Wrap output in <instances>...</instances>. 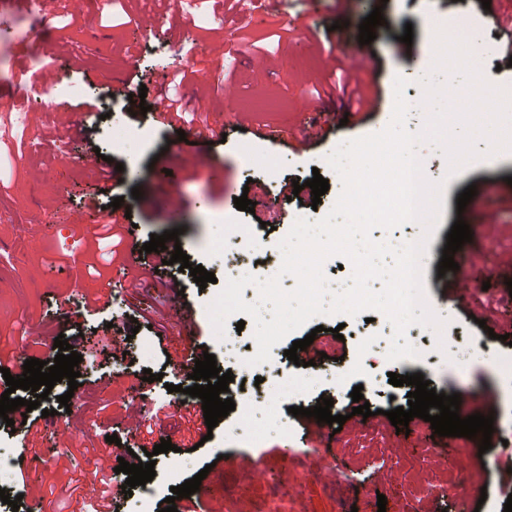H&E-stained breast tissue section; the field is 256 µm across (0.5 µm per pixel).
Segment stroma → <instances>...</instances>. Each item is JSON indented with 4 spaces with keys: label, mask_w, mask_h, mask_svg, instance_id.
<instances>
[{
    "label": "stroma",
    "mask_w": 512,
    "mask_h": 512,
    "mask_svg": "<svg viewBox=\"0 0 512 512\" xmlns=\"http://www.w3.org/2000/svg\"><path fill=\"white\" fill-rule=\"evenodd\" d=\"M378 5L385 22L377 26L371 44L360 45L359 25ZM310 9L315 22L309 26L279 15L265 0L246 15L236 0H202L184 12L170 0H121L113 10L91 0L84 8L62 5L48 20L44 76L53 89L52 100L28 107L35 117L32 141L0 140V247L16 255L15 261L0 265V358L25 352L53 361L56 337L76 332L110 339L126 335L131 352H98L87 382L74 391V408L59 406L57 398L65 389L61 382L41 401V408L81 418L80 437L63 444L49 436L37 448L23 430L0 422V489L22 496L19 510L0 503V512H88L89 502L80 492L69 491L68 485L92 475L91 459L96 455L104 472L114 474L115 485L124 484L125 474L115 471L116 455L106 449V438L113 434L122 447L134 450L153 448L165 438L175 446L155 457L152 494L134 488L132 497L117 499V512H163L172 487L197 474L203 480L194 497L204 512H254L261 500L272 512H435L438 501L455 496L448 482L452 470L468 479L463 501L467 512H503L512 495V386L500 382L498 367L512 364V345L502 339L503 334H512V311L500 309L512 299L507 287L512 279V150L476 162L451 178L445 156L434 145L422 142L416 147L426 177L447 183L442 220L424 259L428 302L447 322L440 338L446 353L433 354L439 338L428 330L410 338L421 359L391 361L388 343L369 339L371 333L390 328L384 314L375 313L370 323L361 314L321 316L288 334L272 348L270 361L253 367L237 395L238 409L220 419L211 439H203L192 419L202 409L201 400L189 401L187 415L177 411L180 390L192 381L186 369L168 361L169 353L201 346L227 371L231 365L224 356L225 341L255 343L250 319L242 325L229 319L224 337L214 332L208 306L232 276L231 270L221 268L215 246L240 234L252 251L248 274L262 280L273 277L265 256L279 253V243L292 227L291 216L318 220L340 193L341 181L328 157L340 145L389 125L396 77L408 82L406 101L422 95L415 73L435 47L437 21L467 20L480 27L478 68L491 76L493 85L512 90V66L503 64L501 30L484 23L490 15L512 16V0H491L487 7L481 0H352L346 9L336 0H312ZM7 16L8 25L0 26V46L6 48L8 76L14 79L27 71L32 48L19 35L17 0H10ZM408 27L413 30L409 45L399 40ZM358 45L374 56L372 67L358 76L362 91L378 87L386 99L383 110L366 118L346 115L337 77L323 61L324 49H334L340 56ZM252 56L264 59V72L252 71ZM178 71L187 74L178 94L191 100L207 122L224 124L225 142L194 144L158 124L153 113L123 111L116 82L128 83L142 75L152 99ZM313 119L323 125L325 139L301 154L255 134L257 128L270 126L290 138ZM116 122L143 143L137 169L126 168V153L113 149L106 136ZM76 123L90 128L105 156L125 166L113 194L130 209L131 218L112 227L121 242L102 280L85 268L98 237L82 208L84 194L100 187L101 180L98 169L78 160V148L68 143V131ZM194 149L210 155L223 171L222 180L184 163L185 154ZM316 171L329 183L321 203H313L306 192L292 200L281 194L285 183L310 179ZM471 185L475 196L465 209H458L457 197ZM491 186L499 199L494 220L476 223L477 211L489 202L486 190ZM135 187L140 188L141 199H133ZM171 190L183 196L180 210H168L164 204ZM241 195L254 202V212L235 208L234 199ZM272 204L287 216L274 229L260 224ZM35 209L48 216L32 230L39 244L33 250L18 249L17 239ZM459 218L470 224L472 234L462 250L477 257L467 270L475 286L468 300L475 311L471 318L444 295L446 279L438 274L446 237ZM174 228L181 231V248L192 265L213 272L214 283L199 288L189 272L174 267L139 273L134 260L138 250L151 235ZM173 277L185 286L184 301L199 325L195 337L179 335L163 319V282ZM107 282L113 291L123 293L121 310L100 305L88 311L77 305L78 294L94 295ZM20 290L28 308L17 314L12 307ZM32 319L47 324L46 333L35 341L25 334ZM335 327L341 338L333 337ZM310 333L327 355L316 369L295 365L285 355L293 341ZM147 369L158 374V381H144ZM392 372L419 373L436 392L465 395L460 417L493 416L494 433L504 439V446L481 454L471 439L453 438L439 466L424 474L429 491L414 497L413 468L423 456L438 452L442 439L418 417L410 421V433L396 431L386 413L407 406L409 388L390 384ZM171 384L176 387L172 393L167 390ZM357 385L364 387L374 416L353 414L350 394ZM259 389L282 390L289 405L306 408L319 398H333L332 414L346 418L334 435V447L317 445L326 423L291 416L255 433L253 440L265 455L261 468H254L247 445L234 443L229 436L239 426L240 410L251 406ZM134 408L140 410L141 422L131 432L127 417ZM332 462L347 470L348 480L325 477ZM381 494L387 499L382 509L377 506Z\"/></svg>",
    "instance_id": "stroma-1"
}]
</instances>
